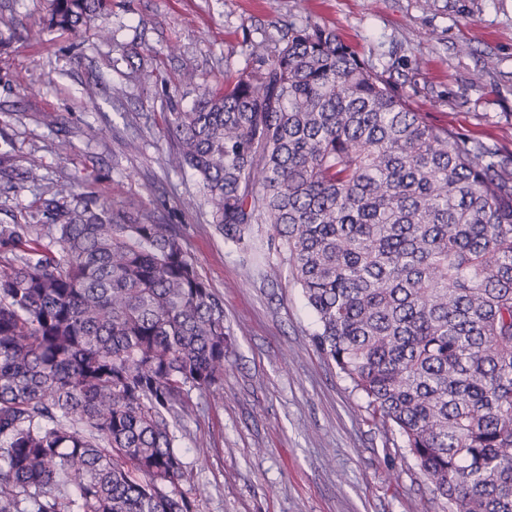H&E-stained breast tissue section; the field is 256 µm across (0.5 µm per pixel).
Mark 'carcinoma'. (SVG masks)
<instances>
[{
  "label": "carcinoma",
  "instance_id": "cac0c4a2",
  "mask_svg": "<svg viewBox=\"0 0 512 512\" xmlns=\"http://www.w3.org/2000/svg\"><path fill=\"white\" fill-rule=\"evenodd\" d=\"M47 24L112 0H49ZM260 65L169 112L224 242L273 256L314 347L441 512H512V153L412 106L336 32L286 19ZM0 224V512H195L175 429L222 389L224 304L169 224L46 187Z\"/></svg>",
  "mask_w": 512,
  "mask_h": 512
}]
</instances>
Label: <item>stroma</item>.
Masks as SVG:
<instances>
[{
	"instance_id": "35a3bbf8",
	"label": "stroma",
	"mask_w": 512,
	"mask_h": 512,
	"mask_svg": "<svg viewBox=\"0 0 512 512\" xmlns=\"http://www.w3.org/2000/svg\"><path fill=\"white\" fill-rule=\"evenodd\" d=\"M47 15L48 0H0V222L45 220L44 183L66 182L68 204L100 196L179 232L231 333L222 390L194 394L178 433L196 512H440L314 348L287 268L225 243L195 178L170 167L165 117L258 66L252 44L290 16L334 29L433 121L512 152V0H112L109 40L92 26L28 40Z\"/></svg>"
}]
</instances>
